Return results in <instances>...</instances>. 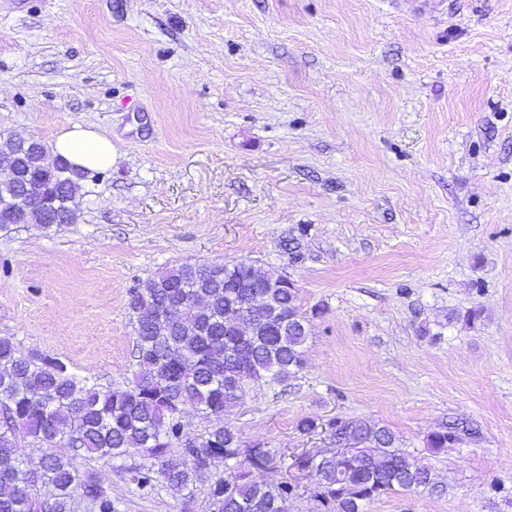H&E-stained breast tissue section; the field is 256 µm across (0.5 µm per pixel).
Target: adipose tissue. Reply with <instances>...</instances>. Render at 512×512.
<instances>
[{
  "label": "adipose tissue",
  "mask_w": 512,
  "mask_h": 512,
  "mask_svg": "<svg viewBox=\"0 0 512 512\" xmlns=\"http://www.w3.org/2000/svg\"><path fill=\"white\" fill-rule=\"evenodd\" d=\"M53 152L73 167L91 172L111 168L116 159L110 136L79 124L56 136Z\"/></svg>",
  "instance_id": "obj_1"
}]
</instances>
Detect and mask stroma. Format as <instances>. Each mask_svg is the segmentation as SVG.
Wrapping results in <instances>:
<instances>
[{
  "mask_svg": "<svg viewBox=\"0 0 512 512\" xmlns=\"http://www.w3.org/2000/svg\"><path fill=\"white\" fill-rule=\"evenodd\" d=\"M75 124L116 160L74 223L0 231V336L123 387L130 289L278 268L311 332L297 376L230 417L273 453L253 480L315 512L292 457L330 443L298 424L355 418L443 484L367 512H512V0H0V133ZM455 419L478 436L430 447ZM108 477L117 512H210L217 475L188 506Z\"/></svg>",
  "mask_w": 512,
  "mask_h": 512,
  "instance_id": "stroma-1",
  "label": "stroma"
}]
</instances>
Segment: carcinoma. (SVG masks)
I'll use <instances>...</instances> for the list:
<instances>
[{
    "label": "carcinoma",
    "instance_id": "1",
    "mask_svg": "<svg viewBox=\"0 0 512 512\" xmlns=\"http://www.w3.org/2000/svg\"><path fill=\"white\" fill-rule=\"evenodd\" d=\"M47 175L51 207L31 206L18 193L0 194V203L28 209L29 223L47 229L65 223L80 173L59 157ZM245 276L240 261L206 269L183 263L131 289L136 369L123 389L100 387L62 360L24 354L11 337L0 336V512H71L78 490L92 512H116L110 485L99 471L80 468V460H119L118 471L138 488L175 494L190 492L203 471L222 467L224 477L210 489L212 512H290L291 486L250 476L270 461V450L255 444L241 455L242 440L228 416L251 386L295 377L303 366L309 319L298 304V289L283 286L285 274L270 269L263 292L272 320L260 323L253 336L227 332L224 311L244 289L226 284ZM191 292L207 301L180 305ZM188 409L214 421L195 440L182 424ZM329 428L356 448L347 456L296 459V467L312 477L317 512H365L367 502L384 495L439 488L389 429L353 419L334 420ZM474 434L469 423L452 421L429 443L446 448ZM26 444L45 449L36 469L21 453ZM40 485L51 488V496H39Z\"/></svg>",
    "mask_w": 512,
    "mask_h": 512
}]
</instances>
